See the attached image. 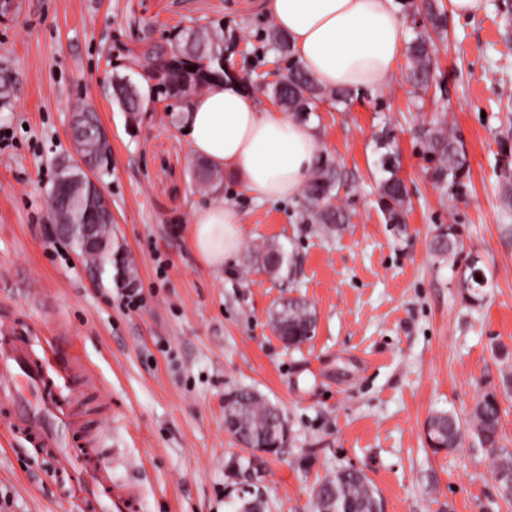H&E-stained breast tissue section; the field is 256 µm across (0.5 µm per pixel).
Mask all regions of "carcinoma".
<instances>
[{
	"instance_id": "carcinoma-1",
	"label": "carcinoma",
	"mask_w": 512,
	"mask_h": 512,
	"mask_svg": "<svg viewBox=\"0 0 512 512\" xmlns=\"http://www.w3.org/2000/svg\"><path fill=\"white\" fill-rule=\"evenodd\" d=\"M427 24L413 29L414 37L407 43L408 66L405 76L412 87L414 97L425 102L433 83L437 82L438 51L436 41L448 39L444 24L443 0H425L423 3ZM269 45L280 56L288 58L279 82L268 87L266 96H277L282 108L303 119L305 112L314 110L317 103L329 100L343 103L352 98L350 90H327L319 85L295 57L288 37L276 26H270L264 35ZM224 42V28L207 22L196 29L188 27L168 43L173 56H183L202 61L213 48ZM215 66L204 69L196 67L191 91L197 93L212 83L211 73ZM422 154L429 163L431 180L441 195L456 198L460 195L465 180L469 179L470 165L465 143L457 130L448 127L446 120L436 112L430 122L422 123L415 130ZM98 128L89 127L80 141L83 158L105 169L109 157L101 150ZM380 155L379 164L386 177L378 184L377 205L388 224L405 223L408 189L399 176L400 162L396 134L389 124H384L375 139ZM195 183L208 189L223 182L221 175L199 163L195 166ZM341 179L332 165L319 160L316 169L307 181L299 214L302 223L318 224L326 232H340L350 223L351 215L342 206L334 203L338 198ZM68 198L74 222L98 224L100 232L112 235V224L96 212L95 195L88 183L74 181L68 187ZM460 245L459 230L452 224L440 228L431 240L430 247L440 256H448ZM255 259L262 267L277 266L281 259V248L263 243L254 250ZM279 337L290 347H297L310 338L315 329V315L308 305L290 299L281 305L274 315ZM232 420L244 441L253 448L284 443L283 421L285 417L279 407L253 390L236 388L224 397V420ZM500 406L495 392H486L471 410L465 422L447 412L437 413L426 422V438L435 451L448 450L460 445L463 433H468L474 446L485 448L494 455L496 475L502 496L512 498V452L500 449ZM315 512H381L379 496L368 477L360 470L344 469L321 481L315 489Z\"/></svg>"
}]
</instances>
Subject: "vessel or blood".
<instances>
[{
	"mask_svg": "<svg viewBox=\"0 0 512 512\" xmlns=\"http://www.w3.org/2000/svg\"><path fill=\"white\" fill-rule=\"evenodd\" d=\"M82 401V388H61L17 324L0 328V415L38 453L53 456L61 477L75 476L83 512H132L131 496L113 487L111 467L76 413Z\"/></svg>",
	"mask_w": 512,
	"mask_h": 512,
	"instance_id": "b4317fda",
	"label": "vessel or blood"
}]
</instances>
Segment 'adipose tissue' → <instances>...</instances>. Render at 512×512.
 Here are the masks:
<instances>
[{
    "label": "adipose tissue",
    "mask_w": 512,
    "mask_h": 512,
    "mask_svg": "<svg viewBox=\"0 0 512 512\" xmlns=\"http://www.w3.org/2000/svg\"><path fill=\"white\" fill-rule=\"evenodd\" d=\"M265 10L306 71L328 88L384 87L406 39L396 0H266ZM177 111L192 153L256 199L298 196L315 168L314 123L259 111L253 93L235 78L211 84ZM243 235L241 213L215 187L193 212V251L219 271L235 264Z\"/></svg>",
    "instance_id": "1"
}]
</instances>
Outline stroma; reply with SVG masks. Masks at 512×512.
<instances>
[{
	"instance_id": "35a3bbf8",
	"label": "stroma",
	"mask_w": 512,
	"mask_h": 512,
	"mask_svg": "<svg viewBox=\"0 0 512 512\" xmlns=\"http://www.w3.org/2000/svg\"><path fill=\"white\" fill-rule=\"evenodd\" d=\"M265 0H18L0 17V68L16 77L0 110V323L16 318L50 346L53 367L74 382L92 376L81 417L101 420L98 447L112 481L138 499L135 512H237L249 480L246 452L224 424V395L259 390L281 407L288 440L266 457V512H313L316 485L343 468L363 471L383 512H512L493 456L464 439L434 452L425 422L466 415L488 390L501 409V448L512 451V206L503 201L500 141L512 131V36L496 6L447 17L443 88L424 110L410 103L400 58L390 82L310 116L318 155L341 174L338 202L352 216L339 233L302 223L295 199L257 200L225 185L244 220L228 270L205 268L189 242L195 158L169 113L139 129L113 101L106 58L166 42L203 18L224 27L233 70L269 72L277 54L261 38ZM84 104L112 141L99 175L112 205V249L129 255L135 280L99 272L55 237L48 221L59 160L72 158L71 114ZM442 111L462 135L470 164L463 198L442 200L411 129ZM391 120L410 197L406 224L386 223L376 204L383 177L374 134ZM455 224L462 248L441 257L429 243ZM273 241L279 274L249 263ZM478 254L486 286L470 303L455 278ZM138 307L126 306L127 292ZM316 312L311 339L286 346L271 315L288 298ZM0 512H79L52 458L11 437L0 420Z\"/></svg>"
}]
</instances>
